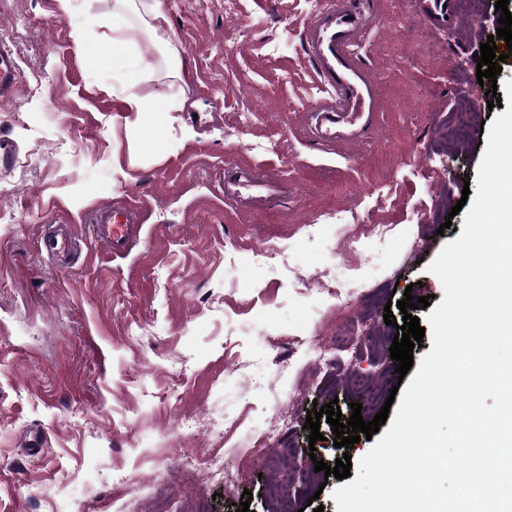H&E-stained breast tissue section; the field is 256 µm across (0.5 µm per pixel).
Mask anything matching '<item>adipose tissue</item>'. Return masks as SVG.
Here are the masks:
<instances>
[{
	"label": "adipose tissue",
	"instance_id": "obj_1",
	"mask_svg": "<svg viewBox=\"0 0 512 512\" xmlns=\"http://www.w3.org/2000/svg\"><path fill=\"white\" fill-rule=\"evenodd\" d=\"M137 11L136 0H113L111 34L91 37L82 32L77 33L75 37L77 47H89L93 65L130 67V60L120 57L119 48L134 38L137 29L131 17Z\"/></svg>",
	"mask_w": 512,
	"mask_h": 512
}]
</instances>
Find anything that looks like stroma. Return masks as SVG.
Masks as SVG:
<instances>
[{"mask_svg": "<svg viewBox=\"0 0 512 512\" xmlns=\"http://www.w3.org/2000/svg\"><path fill=\"white\" fill-rule=\"evenodd\" d=\"M113 0H0V40L19 71L0 100V512H273L275 480L242 449L279 415L313 448L292 469L300 512H337L341 482L314 459L342 457L330 424L310 441L314 404L361 403L347 380L366 376L388 399L389 351L366 342L405 292L443 300L429 270L463 231L452 209L477 179L489 123L476 77L495 34L496 0L470 18L458 0L454 35L429 28L414 0H374L361 62L377 85L375 132L358 146L305 138L301 115L324 91L312 77L305 28L322 0H160L187 65L138 33L141 95L178 96V112L136 124L128 76L91 67L78 30L105 32ZM472 136L445 137L461 96ZM276 174L288 196L257 211L226 208L219 170ZM153 207L137 246L106 262L91 219L104 204ZM68 224L75 260L58 269L39 249L43 225ZM98 329L96 342L86 338ZM351 329L348 345L333 338ZM43 446L25 448V430ZM179 449L184 468L156 462ZM209 458L212 468L198 469ZM237 470L225 486V469Z\"/></svg>", "mask_w": 512, "mask_h": 512, "instance_id": "stroma-1", "label": "stroma"}]
</instances>
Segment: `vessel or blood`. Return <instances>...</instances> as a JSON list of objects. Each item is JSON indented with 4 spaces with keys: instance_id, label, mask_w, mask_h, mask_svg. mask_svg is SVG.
<instances>
[{
    "instance_id": "vessel-or-blood-1",
    "label": "vessel or blood",
    "mask_w": 512,
    "mask_h": 512,
    "mask_svg": "<svg viewBox=\"0 0 512 512\" xmlns=\"http://www.w3.org/2000/svg\"><path fill=\"white\" fill-rule=\"evenodd\" d=\"M457 0H415L418 14L429 27L453 33ZM372 26L369 0H324L307 25L306 41L317 82L325 89V99L302 116L304 133L325 147L357 146L374 131L379 120L376 85L361 65L359 53ZM17 64L9 47L0 41V98L17 89ZM224 201L236 209H259L273 196H283L284 184L275 176L260 174L250 166L225 168L220 185ZM149 209L120 208L109 204L100 208V221L92 231L105 245L109 259L126 258L139 240L141 227L136 219ZM41 246L67 265L72 249L66 229L42 237Z\"/></svg>"
}]
</instances>
